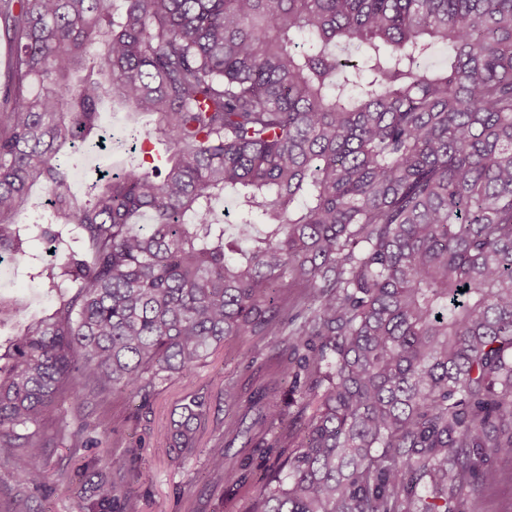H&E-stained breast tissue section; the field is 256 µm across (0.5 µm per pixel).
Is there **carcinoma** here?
<instances>
[{
    "mask_svg": "<svg viewBox=\"0 0 512 512\" xmlns=\"http://www.w3.org/2000/svg\"><path fill=\"white\" fill-rule=\"evenodd\" d=\"M0 38V265L24 253L34 185L40 238L72 224L89 250L47 268L60 306L0 364L16 482L45 484L62 399L145 404L264 336L224 387V498L466 512L512 458V0H0ZM108 105L153 116L131 139L165 150L80 201L62 149ZM207 405L171 422L173 463ZM237 442L251 453L226 471ZM86 508L136 512L105 476Z\"/></svg>",
    "mask_w": 512,
    "mask_h": 512,
    "instance_id": "obj_1",
    "label": "carcinoma"
}]
</instances>
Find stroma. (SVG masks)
Segmentation results:
<instances>
[{
  "instance_id": "35a3bbf8",
  "label": "stroma",
  "mask_w": 512,
  "mask_h": 512,
  "mask_svg": "<svg viewBox=\"0 0 512 512\" xmlns=\"http://www.w3.org/2000/svg\"><path fill=\"white\" fill-rule=\"evenodd\" d=\"M42 187L32 191L17 231L25 251L17 262L0 266V291L11 294L19 314L0 325V356H7L25 323L53 310L58 299L42 288V270L53 263L47 246L35 236L44 223ZM265 338L247 336L218 349L188 378L159 385L146 409L117 392L101 398H69L62 401L54 419L44 426L52 442L44 450L47 481L54 486L48 498L30 496L12 476L6 458H0V512H86L85 506L99 473L112 469L113 457L136 459L149 477L140 483H117L118 494L137 499L138 512H236L235 503L224 499V474L210 469L209 448L224 433L227 409L219 392L225 381L242 375L244 355L263 349ZM191 392L209 395L210 408L196 433L197 446L180 465H172L166 453L167 428L176 418L182 398ZM103 424L109 429L104 448L72 445L69 434L79 424ZM494 482L476 486L468 495L472 512H512V461L496 463Z\"/></svg>"
}]
</instances>
